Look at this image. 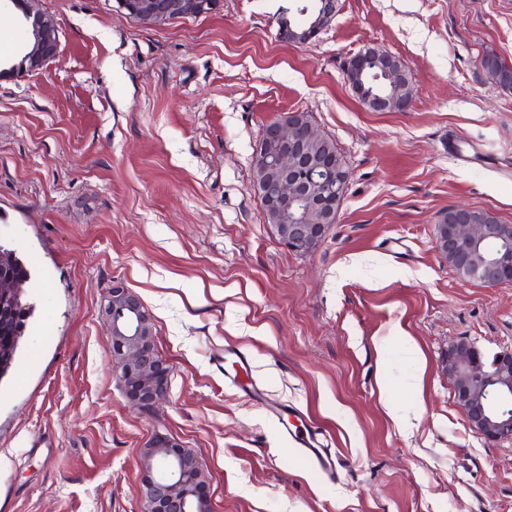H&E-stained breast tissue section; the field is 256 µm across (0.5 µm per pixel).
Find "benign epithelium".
I'll use <instances>...</instances> for the list:
<instances>
[{
	"label": "benign epithelium",
	"mask_w": 512,
	"mask_h": 512,
	"mask_svg": "<svg viewBox=\"0 0 512 512\" xmlns=\"http://www.w3.org/2000/svg\"><path fill=\"white\" fill-rule=\"evenodd\" d=\"M29 5L33 49L24 56L28 65H18L11 75L32 73L42 69L58 55L59 36L54 25ZM126 14L149 25L162 26L173 21L209 14L219 0H117ZM337 0H319L314 5L316 19L304 28L285 22L278 26L283 41L303 46L315 39L336 16ZM377 66L389 84L400 79L396 58L364 48L345 62L344 78L356 97L372 112H405L412 98L372 96L365 93V59ZM311 129L288 112L268 123L260 141L271 142L278 151L264 162L280 173L268 185L252 181V187L265 204L288 218L277 233L279 243L290 252L308 254L313 245L322 244L332 225L319 220V215L336 204L347 193L351 175L342 176L336 169V157L314 160L307 155L306 145ZM452 223L435 224L432 239L438 255L450 260L465 246L476 260L477 280L486 285L512 283V239L500 236L492 224H475L468 217L471 209H451ZM100 311L108 323L112 348V369L129 405L138 410H153L168 396L171 370L162 358L155 357L147 341L145 326L150 317L140 299L125 284L115 281L104 297ZM450 381L456 404L471 429L490 441L512 442V412L503 413L490 405L493 395L512 397V352H504L486 362L472 343L451 344L442 367ZM193 465L202 469L198 457L189 449L159 432L150 436L141 451L139 493L144 512H188L195 500L210 499L209 484L196 488L184 482V472Z\"/></svg>",
	"instance_id": "1"
}]
</instances>
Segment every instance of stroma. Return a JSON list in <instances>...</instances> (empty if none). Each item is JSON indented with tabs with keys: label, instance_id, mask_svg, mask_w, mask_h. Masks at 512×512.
Returning a JSON list of instances; mask_svg holds the SVG:
<instances>
[{
	"label": "stroma",
	"instance_id": "35a3bbf8",
	"mask_svg": "<svg viewBox=\"0 0 512 512\" xmlns=\"http://www.w3.org/2000/svg\"><path fill=\"white\" fill-rule=\"evenodd\" d=\"M278 0H221L164 26L116 0H37L59 35L40 72L0 81V239L32 269L34 317L0 383V512H142L140 452L167 431L200 459L212 512H512V443L476 435L442 372L449 346L512 351V284L457 277L438 212L512 224V0H339L312 42L277 37ZM0 0V59L28 42ZM376 46L412 77L404 112L344 79ZM309 113L352 178L326 241L281 246L252 188L267 123ZM478 149L454 154L449 140ZM139 297L172 370L151 414L112 372L100 303ZM336 473L224 375V351ZM293 432V440L302 453L309 458L314 466L322 473L327 476H331L336 473V465L332 458L331 453H327L320 448L321 442L317 437V433L307 432L305 435L297 432L295 429Z\"/></svg>",
	"mask_w": 512,
	"mask_h": 512
}]
</instances>
